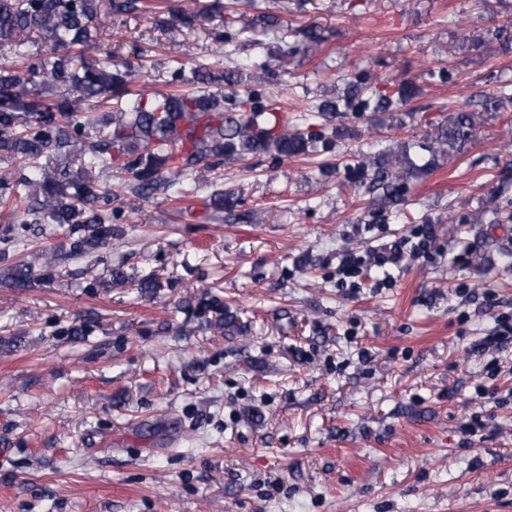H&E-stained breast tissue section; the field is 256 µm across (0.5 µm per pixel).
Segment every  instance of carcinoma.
Returning a JSON list of instances; mask_svg holds the SVG:
<instances>
[{"label":"carcinoma","instance_id":"obj_1","mask_svg":"<svg viewBox=\"0 0 512 512\" xmlns=\"http://www.w3.org/2000/svg\"><path fill=\"white\" fill-rule=\"evenodd\" d=\"M139 0H0V45L10 46L13 60L0 63V158L19 166L14 181L0 177V201L19 206L20 232L3 240V251L26 241L30 224H55L70 240L69 254L86 261L83 275L96 281L95 267L112 240V225L122 211L112 207L118 191L99 181L91 170L113 168L128 176L133 192L148 200L160 189L180 200L208 181L218 164L234 166L251 156L275 154L280 158L333 149L336 139L348 136L335 121L348 112H396L417 96L408 79H388L362 69L343 79V95L329 97L316 108L310 122L300 127L288 114L256 102L246 90L236 99L239 110L224 107V85L243 84V73L224 68L185 67L174 70L165 92L145 94L137 89L141 65L115 63L112 52L88 59L84 48L100 44L112 27V16L130 13ZM194 22L180 7L170 9L169 27L181 31ZM41 34V44L31 35ZM512 35L504 27L484 41L496 54L508 49ZM484 82L491 92L463 102L448 123L439 125L428 146L432 155L451 154L470 140L482 113L512 105V86L494 71ZM112 115L101 123L86 111L92 104ZM79 148L80 168L70 172L52 166L58 154ZM407 150L358 152L351 167L350 188L371 194L369 205L380 212L401 201L410 168L402 163ZM507 181L491 189L486 208L460 217L475 224L492 216L497 224L512 221V201L503 199ZM237 203L232 192L211 196L214 210ZM57 255L45 251L40 269L18 261L4 277L15 288H31L57 275ZM205 307L216 314L211 325L223 332L238 330L237 316L217 296Z\"/></svg>","mask_w":512,"mask_h":512}]
</instances>
